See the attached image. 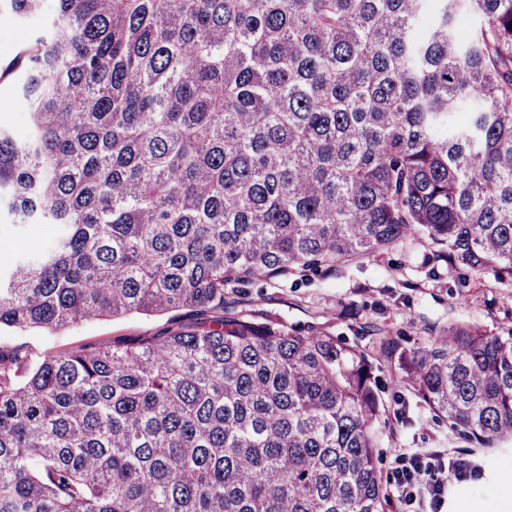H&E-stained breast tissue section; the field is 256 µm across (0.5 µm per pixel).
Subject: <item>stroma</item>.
Returning <instances> with one entry per match:
<instances>
[{"instance_id":"35a3bbf8","label":"stroma","mask_w":512,"mask_h":512,"mask_svg":"<svg viewBox=\"0 0 512 512\" xmlns=\"http://www.w3.org/2000/svg\"><path fill=\"white\" fill-rule=\"evenodd\" d=\"M429 244L408 238L380 254L358 257L332 271L311 276L294 273L285 281H256L226 286L228 302L259 316L281 319L288 326L315 324L358 344L377 373L390 380L384 395L396 409L403 387L393 385L397 366L380 364L378 341L388 336L409 348L424 344L439 329L469 324L486 331L512 327V282L487 271L448 266L430 258ZM167 325L166 316H130L82 323L52 335L36 331L0 333V345L26 344L34 352L66 350L85 343L113 344L152 336ZM408 398L410 421L383 434L380 467L390 474L400 453L436 452L464 459L466 475L449 472L442 512H500L501 498L512 490L499 486V471L512 466V439L476 448L446 424L435 422L426 405Z\"/></svg>"}]
</instances>
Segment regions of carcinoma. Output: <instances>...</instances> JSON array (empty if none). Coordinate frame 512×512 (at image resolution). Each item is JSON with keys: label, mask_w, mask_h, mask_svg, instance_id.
<instances>
[{"label": "carcinoma", "mask_w": 512, "mask_h": 512, "mask_svg": "<svg viewBox=\"0 0 512 512\" xmlns=\"http://www.w3.org/2000/svg\"><path fill=\"white\" fill-rule=\"evenodd\" d=\"M0 330L167 315L0 348V512H388L390 426L357 346L224 314L418 235L512 281V0H0ZM379 356L469 443L512 438V328ZM26 29L23 25L12 24L6 28L0 27V60H9L25 41ZM22 114V107L14 100L9 83L2 84L0 87V124L10 125L21 131L25 127ZM167 326V316H130L84 322L76 327L52 335L36 331L16 332L3 330L0 345L13 347L26 344L34 352L61 351L85 343L112 345L139 336H153Z\"/></svg>", "instance_id": "carcinoma-1"}]
</instances>
